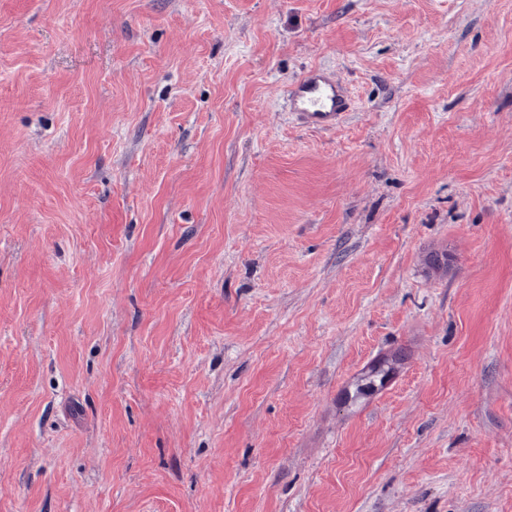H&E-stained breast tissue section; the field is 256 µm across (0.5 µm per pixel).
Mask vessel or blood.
I'll return each instance as SVG.
<instances>
[{
	"mask_svg": "<svg viewBox=\"0 0 512 512\" xmlns=\"http://www.w3.org/2000/svg\"><path fill=\"white\" fill-rule=\"evenodd\" d=\"M288 102L302 124L318 129L339 125L348 108L343 83L321 69L313 68L286 89Z\"/></svg>",
	"mask_w": 512,
	"mask_h": 512,
	"instance_id": "vessel-or-blood-1",
	"label": "vessel or blood"
}]
</instances>
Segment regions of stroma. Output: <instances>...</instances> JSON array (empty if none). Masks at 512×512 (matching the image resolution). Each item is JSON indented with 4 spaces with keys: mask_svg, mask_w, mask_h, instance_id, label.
Masks as SVG:
<instances>
[{
    "mask_svg": "<svg viewBox=\"0 0 512 512\" xmlns=\"http://www.w3.org/2000/svg\"><path fill=\"white\" fill-rule=\"evenodd\" d=\"M0 512H512V0H0ZM290 107L307 127L333 129L347 112L348 96L343 83L320 68H312L286 89Z\"/></svg>",
    "mask_w": 512,
    "mask_h": 512,
    "instance_id": "35a3bbf8",
    "label": "stroma"
}]
</instances>
